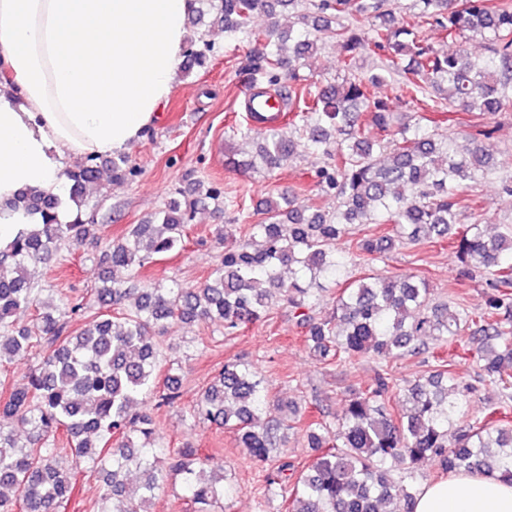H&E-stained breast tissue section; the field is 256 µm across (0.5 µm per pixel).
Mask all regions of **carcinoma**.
Listing matches in <instances>:
<instances>
[{
	"mask_svg": "<svg viewBox=\"0 0 512 512\" xmlns=\"http://www.w3.org/2000/svg\"><path fill=\"white\" fill-rule=\"evenodd\" d=\"M224 32L241 34L252 44L244 63L251 86L301 99L304 109L289 112L268 126L256 155L231 164L273 173L303 148L321 159L314 170L320 191L336 197V210L299 206L296 199L270 193L262 218L249 225L248 238L224 247L209 278L187 287L126 286L112 277L124 269L138 273L176 249L197 210L213 204L226 211L231 202L216 186L198 181L194 193L177 189L154 220L133 225L128 234L100 246L101 225L82 218L83 188L107 173L115 182H132L138 167L121 153L107 160L86 155L64 171L75 219L58 218L61 199L32 192L28 210L42 223L0 245V366L17 356L34 355L38 364L22 387L0 380V418L21 429L0 425V512H58L72 491L74 472L56 456L60 433L75 466L91 461L103 484L97 512H146L156 494L171 482L190 493L195 512H214L226 495L224 476L205 470L198 449L165 448L144 407H172L179 399L174 368L162 369L167 351L161 337L171 321L212 322L232 334L258 321L274 303L290 308L305 329V343L324 361L376 364L372 383L354 391L336 419L298 418L289 424L266 416L269 385L253 365L227 360L218 378L201 393L191 417L232 430L249 460L267 471L265 489L281 493L286 512H412L418 489L413 476H398V463L437 461L442 472L499 474L512 482V226L494 237L480 224L454 231L469 208L471 183L498 172L502 162L486 140L485 119L512 102V0H412L417 24L396 16L391 0H202ZM295 14L292 29L279 30L276 16ZM271 19L267 31L249 30L253 14ZM446 38L480 36L490 49L485 58L460 49L440 54L428 32ZM293 41L283 56V40ZM327 41L341 48L339 74L311 81L301 73L306 60ZM214 46L206 33L186 41L190 67L211 61ZM381 54V72L364 75L356 58ZM404 76L393 100L372 96L384 75ZM420 111L412 119L403 105ZM466 112L474 117L469 147L454 138L438 141L424 123L426 112ZM379 138L362 137L365 123ZM290 224L283 234L281 224ZM350 224H391L395 237L357 243L363 256H375L394 242L436 243L453 233L462 268L494 287L484 307L450 309L433 298L427 282L410 274H368L346 283L332 311L317 319L311 297L321 280L335 279L348 263L338 241ZM94 249L101 268L94 288L98 305L62 296L45 310L41 288L28 278L30 267L49 262L63 249ZM292 277L286 280L282 269ZM20 311L32 312L19 322ZM83 322L72 330L70 323ZM476 343L477 379L498 388L499 401L482 416L466 411L472 386L448 369L426 381L399 382L388 362L429 350L425 336L450 344L465 333ZM405 395L401 413L390 401ZM299 429L313 450L302 466L281 459V433ZM144 471L136 497L122 479L130 467Z\"/></svg>",
	"mask_w": 512,
	"mask_h": 512,
	"instance_id": "obj_1",
	"label": "carcinoma"
}]
</instances>
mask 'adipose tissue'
<instances>
[{"label": "adipose tissue", "mask_w": 512, "mask_h": 512, "mask_svg": "<svg viewBox=\"0 0 512 512\" xmlns=\"http://www.w3.org/2000/svg\"><path fill=\"white\" fill-rule=\"evenodd\" d=\"M194 0H0V243L40 223L21 192H60L65 157L130 149L174 89ZM413 512H512V484L459 472Z\"/></svg>", "instance_id": "adipose-tissue-1"}]
</instances>
